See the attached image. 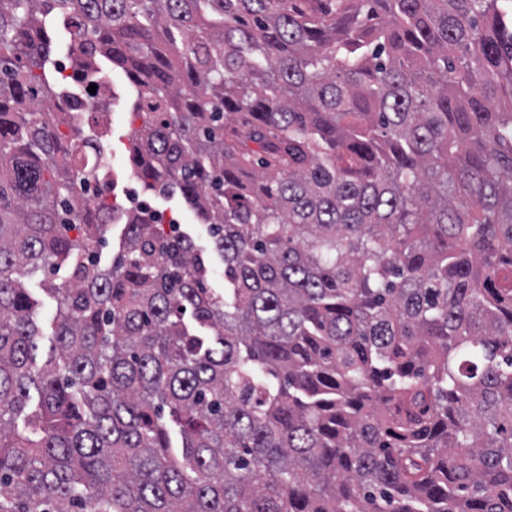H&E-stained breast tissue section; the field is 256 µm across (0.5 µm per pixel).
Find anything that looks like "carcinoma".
I'll return each mask as SVG.
<instances>
[{"mask_svg":"<svg viewBox=\"0 0 512 512\" xmlns=\"http://www.w3.org/2000/svg\"><path fill=\"white\" fill-rule=\"evenodd\" d=\"M63 41L209 252L142 208L98 259ZM0 512H512V14L0 0ZM44 279L47 281H44ZM48 280L52 281L56 287H62L69 280V272L66 267L61 266L54 271H47L45 275L40 273L39 275L31 278L28 282V288H31L33 294L40 301L38 317L42 323L45 335L44 341L47 345H49L48 338L52 334V323L55 315L54 300L41 290V288H45L47 284L49 285Z\"/></svg>","mask_w":512,"mask_h":512,"instance_id":"1","label":"carcinoma"}]
</instances>
